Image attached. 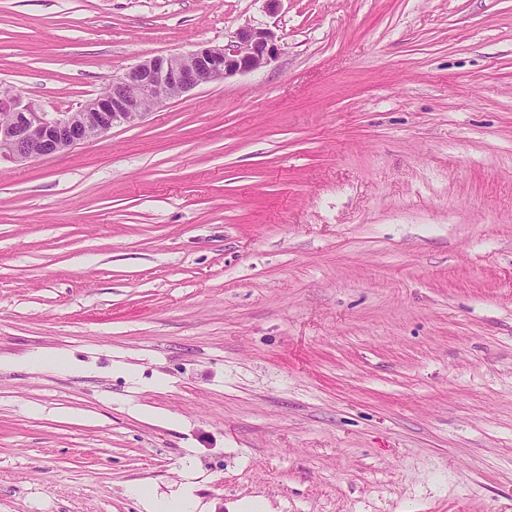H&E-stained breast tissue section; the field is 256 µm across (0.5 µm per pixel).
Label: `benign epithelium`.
Instances as JSON below:
<instances>
[{"label":"benign epithelium","mask_w":512,"mask_h":512,"mask_svg":"<svg viewBox=\"0 0 512 512\" xmlns=\"http://www.w3.org/2000/svg\"><path fill=\"white\" fill-rule=\"evenodd\" d=\"M279 51L272 29L246 25L224 45L158 55L134 65L74 112H44L20 93L1 97L0 158L22 163L62 153L118 125L138 123L201 85L266 67Z\"/></svg>","instance_id":"7a95c632"}]
</instances>
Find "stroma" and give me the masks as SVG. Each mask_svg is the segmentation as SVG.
Returning a JSON list of instances; mask_svg holds the SVG:
<instances>
[{
  "label": "stroma",
  "mask_w": 512,
  "mask_h": 512,
  "mask_svg": "<svg viewBox=\"0 0 512 512\" xmlns=\"http://www.w3.org/2000/svg\"><path fill=\"white\" fill-rule=\"evenodd\" d=\"M248 24L267 67L0 160V512H512V0H0V92Z\"/></svg>",
  "instance_id": "35a3bbf8"
}]
</instances>
